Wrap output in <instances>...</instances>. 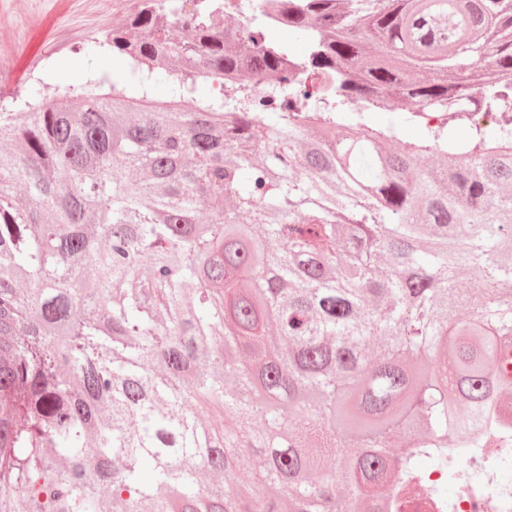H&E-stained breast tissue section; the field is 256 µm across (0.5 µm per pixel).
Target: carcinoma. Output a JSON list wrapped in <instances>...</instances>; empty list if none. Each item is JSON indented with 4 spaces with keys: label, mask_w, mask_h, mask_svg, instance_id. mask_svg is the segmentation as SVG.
Segmentation results:
<instances>
[{
    "label": "carcinoma",
    "mask_w": 512,
    "mask_h": 512,
    "mask_svg": "<svg viewBox=\"0 0 512 512\" xmlns=\"http://www.w3.org/2000/svg\"><path fill=\"white\" fill-rule=\"evenodd\" d=\"M199 2L112 30V97L0 112V512H239L250 450L253 512H435L512 427V0ZM259 458H252L249 469L241 474L237 479V490H239V487L242 486L241 489H247L248 492L258 496V495H264L271 492V488L269 485L261 483L259 481Z\"/></svg>",
    "instance_id": "obj_1"
}]
</instances>
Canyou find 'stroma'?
<instances>
[{
	"label": "stroma",
	"instance_id": "stroma-1",
	"mask_svg": "<svg viewBox=\"0 0 512 512\" xmlns=\"http://www.w3.org/2000/svg\"><path fill=\"white\" fill-rule=\"evenodd\" d=\"M142 0H0V104L22 108L32 92L77 96L88 80L117 75L123 60L106 37Z\"/></svg>",
	"mask_w": 512,
	"mask_h": 512
}]
</instances>
